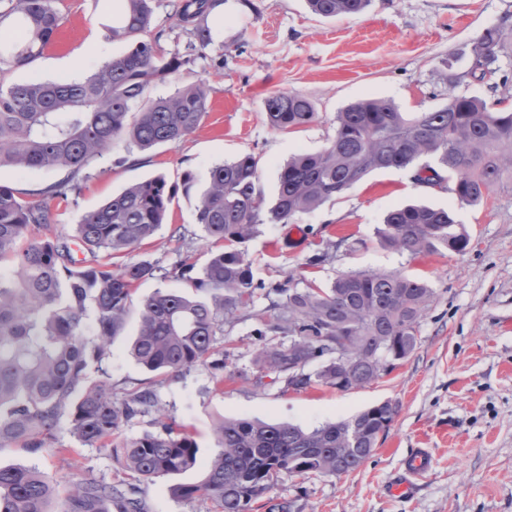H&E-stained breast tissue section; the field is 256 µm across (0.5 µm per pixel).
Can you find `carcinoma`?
<instances>
[{
	"label": "carcinoma",
	"mask_w": 512,
	"mask_h": 512,
	"mask_svg": "<svg viewBox=\"0 0 512 512\" xmlns=\"http://www.w3.org/2000/svg\"><path fill=\"white\" fill-rule=\"evenodd\" d=\"M0 9V75L44 54L61 16L55 0H7ZM108 37L126 44L120 57L83 80H0V169L69 171L38 190L40 201L21 198L0 184V448L31 452L55 447L68 422L86 445L110 448L142 483L203 468L202 478L172 489L175 497L210 502L214 512H249L252 502L282 476H341L362 467L388 432L397 412L389 401L348 420L305 430L287 423L223 418L214 428L216 449L206 460L189 432L166 421L156 391L133 388L121 399L109 378L95 380L112 342L132 312L134 287L169 272L142 260L114 270L109 260L130 253L165 224L176 187L162 176L135 183L84 216L76 238L91 259L74 250L52 226L47 200L68 198L77 176L123 145L141 151L176 144L193 133L209 109L199 79L167 97L151 88L177 74L180 53L167 54L151 36L159 0H120ZM224 0H167L168 19L193 38L191 50L211 42L208 16ZM371 0H307L322 17L352 16ZM504 28L483 31L476 59L497 65ZM275 131L319 119L312 102L276 92L265 101ZM335 136L318 153L298 151L281 166L275 197L259 186V159L251 153L211 167L196 206L206 241L224 248L210 254L191 287L157 289L138 305V332L130 354L147 372L166 380L198 365L224 386V350L218 337L241 311L268 301L251 361L258 373L285 378L286 388L325 385L338 391L379 380L416 349L421 319L435 289L401 271H347L321 287L267 283L254 277L247 244L262 224H288L339 198L375 170L412 169L428 185L448 172L459 204L477 207L496 188L512 185V109L493 110L478 97L448 93V102L424 112H402L390 99L363 98L334 118ZM379 243L413 258L462 254L470 236L452 211L410 203L387 213L375 229ZM283 336L278 342L268 335ZM319 363L312 372L310 364ZM157 415L158 430L123 436L138 415ZM61 501L58 509L52 504ZM0 512H148L143 491L123 481L81 477L64 497L35 467L0 466Z\"/></svg>",
	"instance_id": "1"
}]
</instances>
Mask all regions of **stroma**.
Returning a JSON list of instances; mask_svg holds the SVG:
<instances>
[{
	"label": "stroma",
	"mask_w": 512,
	"mask_h": 512,
	"mask_svg": "<svg viewBox=\"0 0 512 512\" xmlns=\"http://www.w3.org/2000/svg\"><path fill=\"white\" fill-rule=\"evenodd\" d=\"M112 5L113 0H56L62 49L45 51L1 79L8 84L33 75L82 79L122 55L125 44L105 30ZM207 24L209 46L194 52L176 79L152 90L163 96L205 79L209 110L199 128L176 144L147 151L121 147L99 160L75 198L49 201L59 234L72 236L83 215L131 184L161 175L178 185L189 173L195 178L191 193H177L158 235L128 259L157 261L169 269L188 255L200 267L210 246L201 237L196 205L214 164L254 154L260 185L273 195L279 166L296 151L327 147L335 135L333 119L346 105L382 97L404 112L432 109L447 102L452 71L466 75L459 92L491 107L512 104V54H501V72L492 78L468 75L471 48L483 30L512 27V0H372L357 15L333 18L309 12L306 0H224ZM90 41L99 44L98 53L85 54ZM77 56L82 63L75 68L70 60ZM278 91L307 97L318 120L289 132L272 130L264 101ZM451 186L448 180L414 183L408 170L376 171L293 224L262 225L247 245L255 278L268 283L311 274L326 284L356 269L400 270L432 283L436 298L419 324L415 351L380 381L346 392L328 386L295 391L271 374L259 386L228 379L217 391L208 368L199 366L157 385L128 354L138 328L133 315L103 362L114 393L155 385L167 417L186 425L205 455L215 446L213 425L223 417L312 429L386 400L396 404L387 434L357 471L281 476L250 512H277L288 503L294 512H512V190H494L482 205L468 207L457 202ZM415 201L452 209L470 234L468 250L412 260L381 246L375 229L386 213ZM347 235L357 241L354 250H338L320 268H306L308 257ZM262 317V306L245 309L225 332L222 344L231 351L227 370L250 368ZM58 441L57 451L1 448L0 465L38 467L63 489L74 451L84 474L131 480L109 450L81 444L65 428ZM416 448L431 449L430 475L411 495H391V483ZM201 477L195 469L145 486L149 512H210V503L181 500L171 492L173 485Z\"/></svg>",
	"instance_id": "1"
}]
</instances>
